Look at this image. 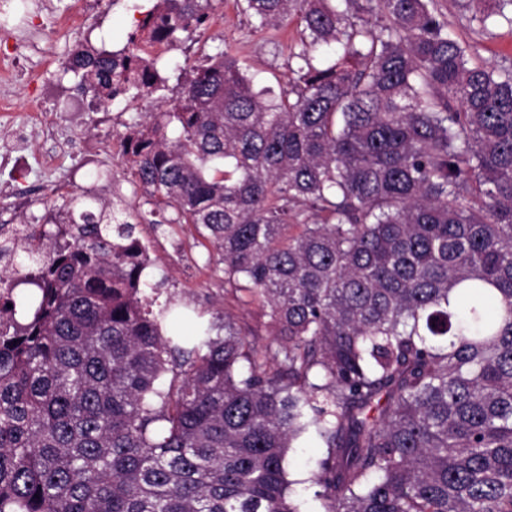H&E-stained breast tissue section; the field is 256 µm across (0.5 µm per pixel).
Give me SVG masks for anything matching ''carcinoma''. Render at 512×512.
I'll return each instance as SVG.
<instances>
[{
  "instance_id": "obj_1",
  "label": "carcinoma",
  "mask_w": 512,
  "mask_h": 512,
  "mask_svg": "<svg viewBox=\"0 0 512 512\" xmlns=\"http://www.w3.org/2000/svg\"><path fill=\"white\" fill-rule=\"evenodd\" d=\"M491 3L484 26L512 7ZM240 7L260 29L300 14L288 89L204 52L123 162L149 214L203 229L276 349L227 314L222 336L164 334L187 314L143 296L120 199L0 224V512H301L307 434L324 512H512V60L480 63L438 0ZM211 19L158 0L127 45ZM127 59L70 71L134 99ZM288 455V480L292 482L291 488L296 493L301 502V510L305 512H320L321 503L315 499L313 492L315 488L307 491L304 487L308 486L306 482L316 469V461L321 456L323 449L315 448L317 444L311 437H305L294 445ZM305 482V483H304Z\"/></svg>"
}]
</instances>
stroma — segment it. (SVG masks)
<instances>
[{
	"label": "stroma",
	"mask_w": 512,
	"mask_h": 512,
	"mask_svg": "<svg viewBox=\"0 0 512 512\" xmlns=\"http://www.w3.org/2000/svg\"><path fill=\"white\" fill-rule=\"evenodd\" d=\"M446 7L449 30L459 40L480 38L482 62L493 64L512 56V24L506 21L480 27L484 0H471L460 9L453 0H441ZM156 0H86L84 25L76 32L57 34L53 43L43 42L30 50L15 75L20 97L13 111L0 112V130L29 124L22 104L27 95L30 71L40 72V93L45 101L48 121L64 131L62 144L31 135L26 154L29 174L18 178L9 165L0 166V222L41 223L50 206L61 204L63 195L89 190L109 201L122 197L130 222L146 247L151 264L144 273L146 291L156 292L159 302L188 305L193 316L213 324L223 334L225 318H232L242 332L255 328L257 306L235 302L224 291V263L219 252L204 244L191 224H152L142 188L122 170V157L112 148L113 139L130 127L145 121L157 111L160 100L171 98L172 89L185 69L192 66L200 51L224 50L235 57L243 71L260 86L275 91L288 84V57L301 47L300 19L291 16L286 23L262 31L242 13L238 0H212L213 22L183 38L157 62L165 89L136 99H117L103 105L91 92L80 88L72 74L66 73L72 54L83 40H105L110 50L122 49L142 13ZM322 451L313 438L301 439L288 455V478L301 502L302 512H321V503L305 483L316 468Z\"/></svg>",
	"instance_id": "stroma-1"
}]
</instances>
